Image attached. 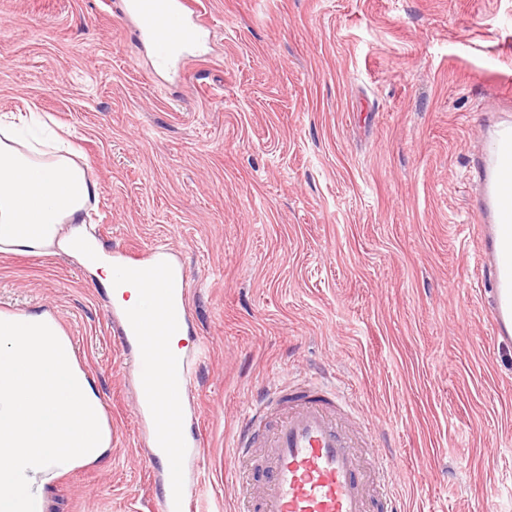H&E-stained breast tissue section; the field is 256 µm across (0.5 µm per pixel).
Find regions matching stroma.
I'll use <instances>...</instances> for the list:
<instances>
[{"instance_id": "stroma-1", "label": "stroma", "mask_w": 512, "mask_h": 512, "mask_svg": "<svg viewBox=\"0 0 512 512\" xmlns=\"http://www.w3.org/2000/svg\"><path fill=\"white\" fill-rule=\"evenodd\" d=\"M214 30L158 71L120 0H0V115L40 112L97 182L109 254L166 245L209 350L185 394L201 512H237L233 435L266 385L352 387L396 451L394 512H512V338L467 237L477 139L512 116V0H200ZM52 314L112 425L37 475L45 512H156L106 287L0 256V313Z\"/></svg>"}]
</instances>
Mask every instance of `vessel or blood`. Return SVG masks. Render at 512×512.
Wrapping results in <instances>:
<instances>
[{
	"mask_svg": "<svg viewBox=\"0 0 512 512\" xmlns=\"http://www.w3.org/2000/svg\"><path fill=\"white\" fill-rule=\"evenodd\" d=\"M122 9L161 65L212 27L198 0H123ZM474 166L477 188L491 200L492 209L470 232L485 262L481 284L490 295L492 330L501 334L512 324V125L499 126L491 149L477 155ZM159 257L156 251L124 249L115 274L141 282L156 270ZM180 293L177 305L169 306L159 288L143 289L140 306L118 322L122 352L130 357L138 380L134 415L148 423L150 457L162 466L152 475L159 512H196L198 498L186 473L202 446L201 434L188 433L185 426L182 393L190 383V362L183 357L169 365L165 337L144 324L162 305L171 324L186 325L188 286H181ZM349 402L347 391L314 378L267 387L251 402L233 438L231 468L254 467L263 479L243 512H374L394 459L380 451L363 453V445L374 443V431L367 426L356 432L345 424L341 411ZM257 448L262 451L258 457L253 454Z\"/></svg>",
	"mask_w": 512,
	"mask_h": 512,
	"instance_id": "vessel-or-blood-1",
	"label": "vessel or blood"
}]
</instances>
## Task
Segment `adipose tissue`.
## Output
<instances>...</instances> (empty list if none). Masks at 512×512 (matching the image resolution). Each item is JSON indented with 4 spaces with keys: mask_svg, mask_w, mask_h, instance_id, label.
<instances>
[{
    "mask_svg": "<svg viewBox=\"0 0 512 512\" xmlns=\"http://www.w3.org/2000/svg\"><path fill=\"white\" fill-rule=\"evenodd\" d=\"M55 138L52 151L11 136L0 138V254H69L104 282L116 308L133 309L139 288L119 284L112 259L84 229L83 213L98 185Z\"/></svg>",
    "mask_w": 512,
    "mask_h": 512,
    "instance_id": "1",
    "label": "adipose tissue"
}]
</instances>
